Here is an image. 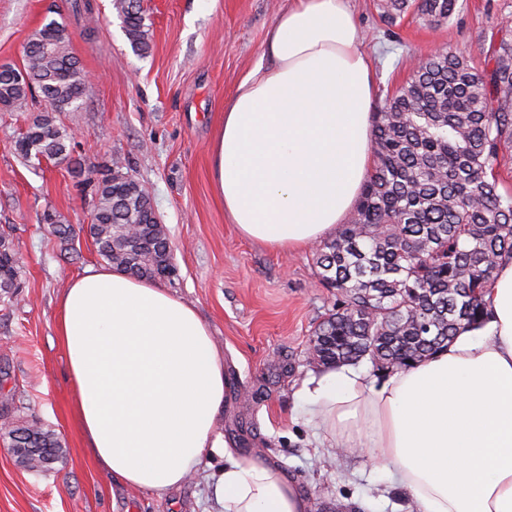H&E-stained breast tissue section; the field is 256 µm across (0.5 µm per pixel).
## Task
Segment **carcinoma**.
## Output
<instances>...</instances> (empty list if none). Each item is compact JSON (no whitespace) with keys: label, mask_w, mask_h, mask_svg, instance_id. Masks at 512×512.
<instances>
[{"label":"carcinoma","mask_w":512,"mask_h":512,"mask_svg":"<svg viewBox=\"0 0 512 512\" xmlns=\"http://www.w3.org/2000/svg\"><path fill=\"white\" fill-rule=\"evenodd\" d=\"M131 46L149 49L141 0H113ZM382 17L393 25L411 13L446 23L460 0H383ZM50 42L49 49L44 43ZM484 64L446 48L427 57L409 81L385 99L373 129L374 160L356 212L316 258L319 279L336 291L334 308L319 323L311 350L320 365L356 364L367 358L385 373L409 368L447 346L460 329L484 315L482 288L497 261L512 257V194L494 172L512 147V15L494 27ZM23 69L28 79L0 66V104L12 112L38 98L46 110L17 142L27 161L67 162L71 130L53 113L81 109L91 83L70 49L65 25L44 23L28 40ZM94 201L93 240L111 265L156 279L153 258L171 251L164 228L133 250L130 231L158 225L148 189L113 164L88 178ZM61 238L72 234L53 212L43 214ZM18 268L9 239L0 234V291L14 294ZM0 431L14 448H26L24 466L48 471L62 444L26 413L12 392L0 395Z\"/></svg>","instance_id":"1"}]
</instances>
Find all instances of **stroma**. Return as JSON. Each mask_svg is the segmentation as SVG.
I'll list each match as a JSON object with an SVG mask.
<instances>
[{"mask_svg": "<svg viewBox=\"0 0 512 512\" xmlns=\"http://www.w3.org/2000/svg\"><path fill=\"white\" fill-rule=\"evenodd\" d=\"M504 2L462 0L451 22L407 15L391 26L378 0H350L372 66L373 108L436 48L469 50L482 64L480 39L491 36ZM90 4L77 18L70 0H0V65L23 66L24 46L48 9L66 19L92 85L81 111L55 119L74 132L86 170L118 159L149 189L176 267L162 285L196 308L224 355L222 441L240 459L276 463L314 512L351 502L362 512H398L403 493L386 465L323 447L322 430L308 423L296 396L319 370L310 340L336 302L319 283L316 246L285 253L244 238L212 187L209 147L224 108L251 70L268 65L266 34L289 0H145V54L132 49L111 0ZM43 109L33 101L0 112V232L19 272L14 295H0V364L8 372L0 386L21 395L29 414L54 431L63 457L50 471H32L0 436V512H211L207 476L221 458L204 459L201 474L157 495L125 487L85 446L57 336L58 303L70 278L104 260L84 230L92 198L82 175L28 162L15 148ZM48 211L72 226L71 239L43 224Z\"/></svg>", "mask_w": 512, "mask_h": 512, "instance_id": "stroma-1", "label": "stroma"}]
</instances>
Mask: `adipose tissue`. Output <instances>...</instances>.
Masks as SVG:
<instances>
[{"label": "adipose tissue", "instance_id": "adipose-tissue-1", "mask_svg": "<svg viewBox=\"0 0 512 512\" xmlns=\"http://www.w3.org/2000/svg\"><path fill=\"white\" fill-rule=\"evenodd\" d=\"M348 0H292L270 67L240 82L210 146L215 194L244 237L298 250L336 232L371 167L372 67ZM483 323L378 379L324 368L298 396L337 450L392 465L415 512H512V258ZM58 335L87 449L127 487L162 493L216 455L215 512H311L275 464L239 461L216 418L224 359L197 310L154 282L88 267L61 297Z\"/></svg>", "mask_w": 512, "mask_h": 512}]
</instances>
